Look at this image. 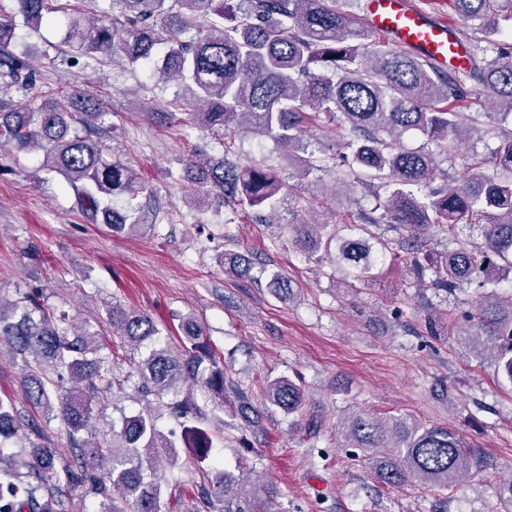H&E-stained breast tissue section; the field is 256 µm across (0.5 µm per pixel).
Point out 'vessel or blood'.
I'll list each match as a JSON object with an SVG mask.
<instances>
[{
	"instance_id": "obj_1",
	"label": "vessel or blood",
	"mask_w": 512,
	"mask_h": 512,
	"mask_svg": "<svg viewBox=\"0 0 512 512\" xmlns=\"http://www.w3.org/2000/svg\"><path fill=\"white\" fill-rule=\"evenodd\" d=\"M367 12L371 27L394 44L416 49L440 66H464L467 46L454 25L430 22L408 0H368Z\"/></svg>"
}]
</instances>
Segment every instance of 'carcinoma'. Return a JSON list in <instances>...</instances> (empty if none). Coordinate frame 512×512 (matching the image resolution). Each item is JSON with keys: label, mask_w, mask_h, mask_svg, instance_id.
<instances>
[{"label": "carcinoma", "mask_w": 512, "mask_h": 512, "mask_svg": "<svg viewBox=\"0 0 512 512\" xmlns=\"http://www.w3.org/2000/svg\"><path fill=\"white\" fill-rule=\"evenodd\" d=\"M356 0H239V11L226 19L224 0H109V8L89 13L87 0L64 6L70 13L66 44L70 61L94 66L120 56L131 64L183 86L190 98L168 102L178 110L189 101L188 119L212 133L239 129L271 139L288 161V177L305 180L323 169L325 149L305 139L323 133L333 154L346 159L349 175L361 170L367 187L386 195L366 224H391L405 234L399 248L412 250L431 236L456 237L479 232L478 247L461 245L427 264L411 260L421 282L446 294L479 274L495 280L512 273V45L487 47L500 33L498 0H448L454 13L482 34L462 32L469 67L445 72L407 50L372 38L355 24L348 6ZM53 12L52 0H0V75L26 86L32 80L28 51L10 50L18 41L16 17L36 29ZM475 80L487 92L499 146L489 159L473 156L468 179L430 189L439 159L458 151L476 118L463 111L465 83ZM110 113L80 96H65L50 108H13L0 103V149L34 151L42 169L60 174L72 189L82 215L124 234L136 224L113 202L136 199L145 186L138 174L107 153L93 135L104 129ZM417 131L424 142L401 144ZM492 168L487 173L483 166ZM198 194L214 193L230 206L277 211L289 186L281 168L263 162L241 166L225 157L202 158ZM307 219L288 224L295 246L314 263L331 254L352 270L345 288L372 277L377 259L364 236L339 237L336 225L319 218L307 199L295 198ZM224 265L251 278L253 262L224 253ZM269 291L294 299L292 281L270 274ZM7 301L0 293V355L21 358L26 400L41 409L46 422L64 425L69 454L45 443L43 427L24 415L9 396L0 397V512H73L78 490L99 498L94 512H165L164 473L180 465L177 441L159 426L148 396L167 399L163 406L182 429L185 447L203 475L198 496L202 512H261L240 495L252 471L224 470L212 457L213 440L204 427L207 413L229 409L252 430H262V414L251 395L224 372V356L204 334L195 317L180 324V344H164L162 331L147 315L112 304V334L134 348H145L137 373L145 405L112 424L109 438H99L94 406L120 384L112 353L97 336L78 330L68 316L50 312L35 288L15 289ZM470 348L488 355L512 384V292L482 297L466 315ZM264 400L290 415L305 402L301 385L285 378L266 381ZM341 434L365 456L381 483L417 484L452 491L483 470L486 461L460 432L448 425L422 422L410 415L357 411L341 422ZM14 451L4 453L6 443ZM502 512H512V470L499 486Z\"/></svg>", "instance_id": "obj_1"}]
</instances>
